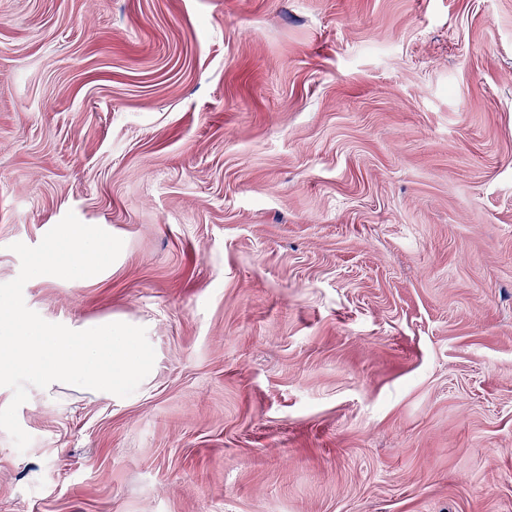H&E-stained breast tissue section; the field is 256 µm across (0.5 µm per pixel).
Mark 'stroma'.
Returning a JSON list of instances; mask_svg holds the SVG:
<instances>
[{
	"mask_svg": "<svg viewBox=\"0 0 512 512\" xmlns=\"http://www.w3.org/2000/svg\"><path fill=\"white\" fill-rule=\"evenodd\" d=\"M127 397L0 430V512H512V0H0V283Z\"/></svg>",
	"mask_w": 512,
	"mask_h": 512,
	"instance_id": "stroma-1",
	"label": "stroma"
}]
</instances>
